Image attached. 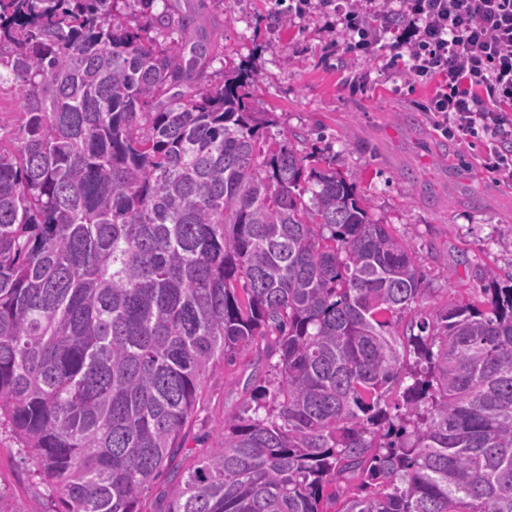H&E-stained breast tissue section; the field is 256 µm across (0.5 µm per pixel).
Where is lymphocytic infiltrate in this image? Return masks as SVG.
Wrapping results in <instances>:
<instances>
[{"label": "lymphocytic infiltrate", "mask_w": 512, "mask_h": 512, "mask_svg": "<svg viewBox=\"0 0 512 512\" xmlns=\"http://www.w3.org/2000/svg\"><path fill=\"white\" fill-rule=\"evenodd\" d=\"M314 8L340 21L346 53L384 50L409 79L435 82L428 111L449 136L512 143V0H295L289 11Z\"/></svg>", "instance_id": "lymphocytic-infiltrate-1"}]
</instances>
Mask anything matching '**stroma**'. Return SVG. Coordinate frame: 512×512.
<instances>
[{
  "mask_svg": "<svg viewBox=\"0 0 512 512\" xmlns=\"http://www.w3.org/2000/svg\"><path fill=\"white\" fill-rule=\"evenodd\" d=\"M205 11L224 18L214 82L239 70L252 75L256 107L276 119L275 139L298 135L314 163L330 161L355 182L373 219L391 225L415 253L427 290L421 312L469 298L481 270L512 274V250L500 247L512 240V179L495 170L487 135L462 142L442 135L423 110L432 85L409 81L386 54H344L335 18L290 17L283 0H206ZM268 376L267 361L253 351L219 369L186 447L208 446ZM0 481L20 501L38 494L5 428Z\"/></svg>",
  "mask_w": 512,
  "mask_h": 512,
  "instance_id": "stroma-1",
  "label": "stroma"
}]
</instances>
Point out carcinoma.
<instances>
[{"label": "carcinoma", "instance_id": "obj_1", "mask_svg": "<svg viewBox=\"0 0 512 512\" xmlns=\"http://www.w3.org/2000/svg\"><path fill=\"white\" fill-rule=\"evenodd\" d=\"M184 0H0V427L44 512H512V274L411 319L415 253L212 83ZM402 330H397V326ZM273 378L197 456L210 375Z\"/></svg>", "mask_w": 512, "mask_h": 512}]
</instances>
